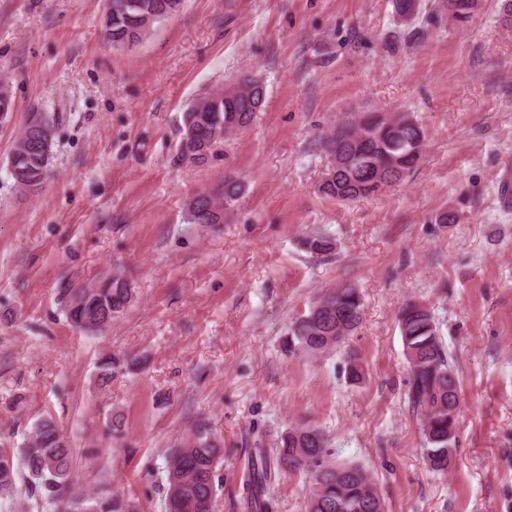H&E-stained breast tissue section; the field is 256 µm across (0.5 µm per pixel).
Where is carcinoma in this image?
I'll use <instances>...</instances> for the list:
<instances>
[{
	"label": "carcinoma",
	"instance_id": "carcinoma-1",
	"mask_svg": "<svg viewBox=\"0 0 512 512\" xmlns=\"http://www.w3.org/2000/svg\"><path fill=\"white\" fill-rule=\"evenodd\" d=\"M172 0H106L105 35L112 43L140 39L149 17L159 23L169 16ZM399 24L408 26L419 13L407 14L412 0H392ZM266 101V86L245 77L237 84L214 92L184 114L179 149L195 144L215 145L244 128ZM423 127L410 116L365 113L355 122L336 126L326 136L336 175L323 180L320 192L338 201L356 200L380 190L385 182L378 172L400 170L406 174L418 165L423 150L417 148ZM27 179L41 185L48 170L39 153L16 141L12 150ZM192 224H220L224 209L218 198L202 193L188 209ZM313 254L332 250L333 240L315 234L304 241ZM66 319L76 328L94 332L112 322L131 303L133 294L119 277L106 278L89 288H71L63 295ZM362 296L354 287L336 288L323 295L290 325L287 352L318 355L332 351L360 325ZM398 327L410 365L407 401L419 421L423 458L428 468L448 474L456 452L461 387L448 352L439 336L432 311L417 301H408L398 313ZM12 462L0 459V500L12 501L26 486L29 494L60 507V512H132L117 494L82 497L67 494L73 466V451L57 424L41 420ZM223 458L222 442L201 421L172 449L166 460L165 512H212L219 489L217 476ZM300 471L309 476L306 512H385L376 475L363 465L336 461L329 439L310 424L280 436L273 454L263 448L252 461L249 507L253 512H271L262 498L273 471Z\"/></svg>",
	"mask_w": 512,
	"mask_h": 512
}]
</instances>
